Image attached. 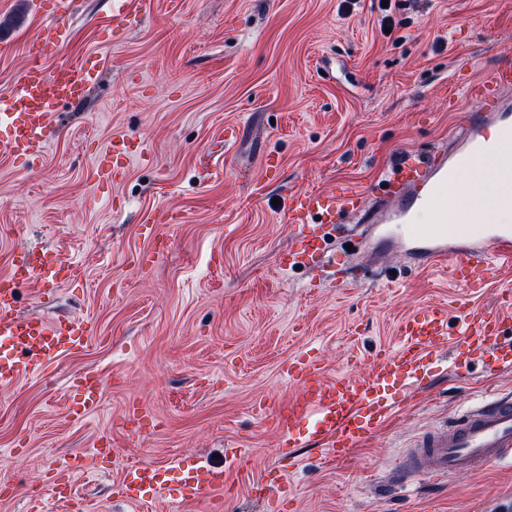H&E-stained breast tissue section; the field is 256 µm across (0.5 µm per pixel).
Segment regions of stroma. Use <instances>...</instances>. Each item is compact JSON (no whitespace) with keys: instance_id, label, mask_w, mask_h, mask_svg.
Listing matches in <instances>:
<instances>
[{"instance_id":"1","label":"stroma","mask_w":512,"mask_h":512,"mask_svg":"<svg viewBox=\"0 0 512 512\" xmlns=\"http://www.w3.org/2000/svg\"><path fill=\"white\" fill-rule=\"evenodd\" d=\"M154 0L135 21L112 20L109 0H83L61 55H105L85 98L62 108L51 151L0 155V275L28 249L81 266L48 295L22 289L20 315L93 317L98 339L38 377L0 387V512H64L57 459L111 438L106 475L75 489L87 512H267L245 485L184 504L177 484L130 504L115 496L127 460L189 468L242 453L254 474L283 481L277 512H512V457L443 478L397 482L422 433L489 393L512 394V365L471 363L465 379L440 354L424 393L340 466L314 447L280 453L275 408L297 390L292 365L317 356L328 377L363 373L394 344L402 318L443 302L490 308L512 285L481 286L385 250L376 225L329 249L355 269L288 270L292 195L351 191L402 158L447 143L478 107L489 71L512 67V0ZM396 28L385 34V20ZM31 0H0V93L24 73L39 35ZM223 129V143L214 132ZM145 149L109 184L89 170L112 136ZM154 226L144 239L141 226ZM108 379L86 417L67 411L75 374ZM148 409V429L124 422Z\"/></svg>"}]
</instances>
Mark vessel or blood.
<instances>
[{
    "instance_id": "vessel-or-blood-1",
    "label": "vessel or blood",
    "mask_w": 512,
    "mask_h": 512,
    "mask_svg": "<svg viewBox=\"0 0 512 512\" xmlns=\"http://www.w3.org/2000/svg\"><path fill=\"white\" fill-rule=\"evenodd\" d=\"M80 9V0H54L53 12L42 24L39 41L61 49L67 39V24ZM41 54L31 56L25 75L9 93L0 95V154L17 155L27 150L44 152L54 142L53 127L62 104L82 100L106 65L97 58L92 65L60 61L46 70ZM484 107L473 112L462 126L449 152H434L406 158L395 164L377 185L373 197V222L404 227L409 250L422 266L446 263L451 279L468 283L486 280L493 264L512 267V226L498 221L496 206L479 208L466 230H448V204L440 188L459 170L478 158L500 155L512 148V68L496 70L482 84ZM128 138L110 140L103 160L96 165V181L109 183L118 176L117 162L129 159ZM358 195L336 197L309 192L292 197L288 217L293 243L284 261L294 269L315 263H335L327 246L330 238L347 239L351 228L347 216L360 213ZM79 265L62 259L51 249L28 252L0 278V385L40 374L60 357L89 347L96 335L92 320L70 318L46 320L21 316L17 290L38 281L51 292L71 281ZM512 332V294L504 293L491 309L442 304L425 306L407 314L398 326L395 347L376 352L368 372L358 378L340 375L324 378L316 358H308L301 373L299 391L279 411V429L289 447L313 445L324 457L341 462L382 431L405 406V397L425 386L432 364L443 351L465 350L468 360L512 364V346L502 336ZM73 385L83 413L95 411L107 380L95 372L75 375ZM114 448L95 443L90 452L63 458L57 468L58 496L74 503L73 481L90 471L105 472ZM512 454V399L495 398L469 407L445 427L420 436L410 448L405 475L435 471L453 475L498 462ZM166 474L151 464H125L117 495L136 504L150 491H161ZM181 502L215 499L220 490L218 475L206 463L177 473Z\"/></svg>"
}]
</instances>
